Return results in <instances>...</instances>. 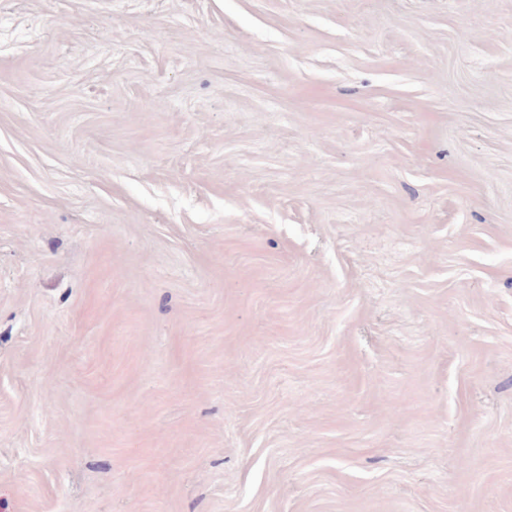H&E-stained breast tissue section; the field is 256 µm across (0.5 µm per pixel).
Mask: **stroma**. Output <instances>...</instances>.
I'll return each instance as SVG.
<instances>
[{
  "label": "stroma",
  "instance_id": "stroma-1",
  "mask_svg": "<svg viewBox=\"0 0 512 512\" xmlns=\"http://www.w3.org/2000/svg\"><path fill=\"white\" fill-rule=\"evenodd\" d=\"M0 512H512V0H0Z\"/></svg>",
  "mask_w": 512,
  "mask_h": 512
}]
</instances>
